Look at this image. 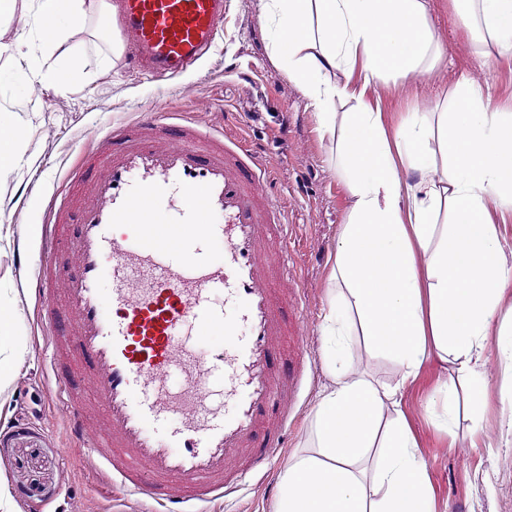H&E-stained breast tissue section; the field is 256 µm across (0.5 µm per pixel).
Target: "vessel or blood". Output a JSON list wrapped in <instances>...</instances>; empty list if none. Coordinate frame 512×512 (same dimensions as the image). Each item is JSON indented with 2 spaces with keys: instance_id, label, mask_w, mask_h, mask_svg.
<instances>
[{
  "instance_id": "obj_1",
  "label": "vessel or blood",
  "mask_w": 512,
  "mask_h": 512,
  "mask_svg": "<svg viewBox=\"0 0 512 512\" xmlns=\"http://www.w3.org/2000/svg\"><path fill=\"white\" fill-rule=\"evenodd\" d=\"M115 6L126 64L159 83L200 62L228 12L227 0ZM270 178L245 142L149 110L95 138L80 200L61 198L42 235L37 281L58 395L86 453L125 492L164 490L155 512L227 497L287 445L280 401L298 396L305 366L279 348L300 330L272 288L293 247ZM74 202L77 225L57 242ZM60 245L73 264H56ZM212 331L224 345L199 359L194 344Z\"/></svg>"
}]
</instances>
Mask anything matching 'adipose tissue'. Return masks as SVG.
<instances>
[{"label": "adipose tissue", "instance_id": "adipose-tissue-1", "mask_svg": "<svg viewBox=\"0 0 512 512\" xmlns=\"http://www.w3.org/2000/svg\"><path fill=\"white\" fill-rule=\"evenodd\" d=\"M483 60H512V0H451ZM86 0H37L28 24L41 44L82 24ZM270 58L337 140L351 207L333 276L339 308L324 318L333 383L313 414L311 450L279 475L275 512H432L428 469L401 415L402 391L429 356L469 383L480 422L489 349L512 367V267L493 212L512 214V109L461 73L441 107L387 130L370 87L431 69L441 49L429 0H259ZM340 100L354 111L337 113ZM398 365L395 385L353 368L352 327Z\"/></svg>", "mask_w": 512, "mask_h": 512}]
</instances>
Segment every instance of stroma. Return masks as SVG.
<instances>
[{
  "label": "stroma",
  "mask_w": 512,
  "mask_h": 512,
  "mask_svg": "<svg viewBox=\"0 0 512 512\" xmlns=\"http://www.w3.org/2000/svg\"><path fill=\"white\" fill-rule=\"evenodd\" d=\"M229 13L202 67L159 88L130 73L115 47L120 39L111 15L95 12L60 46L80 65L69 84L45 80L51 63L36 36H25L22 15L0 21V69L22 62L31 78L18 89L0 83V138L12 141L17 165L0 175V299L18 312L14 328L23 358L0 392V478L13 492L19 512H152L145 495L111 491L109 469L84 452L68 415L53 398L56 370L41 322L35 270L40 263V230L52 223L50 201L71 190L69 170L94 133L136 122L141 109L179 113L258 148L275 181L272 192L292 226L296 263L278 290L299 289L303 307V353L311 363L293 408L284 455L306 449L311 419L322 392L332 384L325 365L324 316L338 284L334 255L350 198L336 174V144L319 130L307 99L287 73L269 58L263 38L268 24L259 0H229ZM431 27L443 55L431 71L380 82L369 90L380 101L387 128L406 113L439 102L459 73L487 85L492 105L512 107V61H483L474 39L454 15L450 0H429ZM29 257L19 272L18 251ZM359 370L392 383L397 366L384 352L350 341ZM491 385L479 426L460 416L453 431L438 423L431 406L449 371L430 359L403 391V411L428 464L435 512H512V434L502 425L512 417V369L489 356ZM280 464L248 479L210 512H273Z\"/></svg>",
  "instance_id": "35a3bbf8"
}]
</instances>
